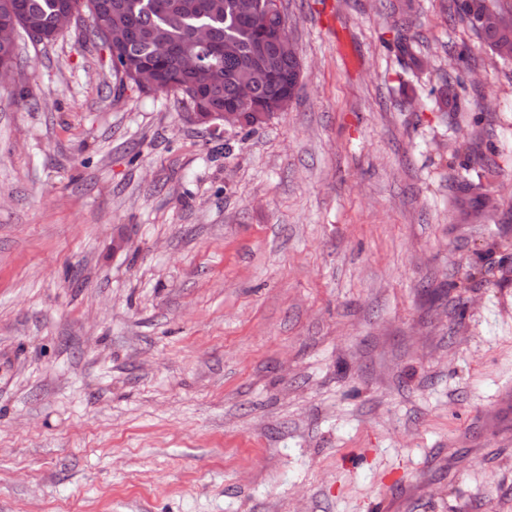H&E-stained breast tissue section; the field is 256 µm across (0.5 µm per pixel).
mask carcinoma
<instances>
[{
  "mask_svg": "<svg viewBox=\"0 0 512 512\" xmlns=\"http://www.w3.org/2000/svg\"><path fill=\"white\" fill-rule=\"evenodd\" d=\"M20 2L21 12L16 14L19 29L25 34L33 33L41 42L56 40L57 13L63 0ZM168 3L169 10L162 11L156 7V0H112V14L102 18V24L94 22L88 29L86 39L95 44L103 43V25L110 28L112 35L131 26L142 34L128 48L116 45V60L112 61L115 88L135 86V74L148 66L160 74L166 85L163 93L180 94L187 106L200 93L209 103L222 108L237 101L244 75L258 57L265 55L275 79L253 83L252 99L263 102L294 92L295 59L274 54L259 29L236 13L235 0H168ZM456 15L457 23L470 28L491 50L501 54L499 43L504 39V32L512 31V17L500 0H458ZM199 26L209 27L218 43L234 47V52L220 59L223 79L215 78L207 66L185 80L178 73L177 55L191 48L192 30Z\"/></svg>",
  "mask_w": 512,
  "mask_h": 512,
  "instance_id": "carcinoma-1",
  "label": "carcinoma"
}]
</instances>
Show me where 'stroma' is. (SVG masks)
I'll return each instance as SVG.
<instances>
[{"mask_svg":"<svg viewBox=\"0 0 512 512\" xmlns=\"http://www.w3.org/2000/svg\"><path fill=\"white\" fill-rule=\"evenodd\" d=\"M281 6L297 95L228 157L84 25L19 38L0 512H512V63L455 0Z\"/></svg>","mask_w":512,"mask_h":512,"instance_id":"1","label":"stroma"}]
</instances>
